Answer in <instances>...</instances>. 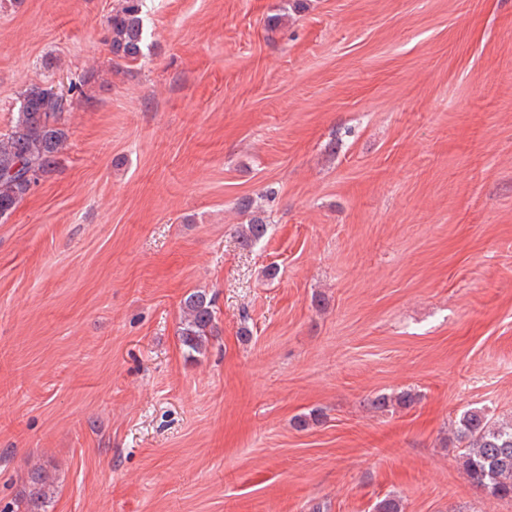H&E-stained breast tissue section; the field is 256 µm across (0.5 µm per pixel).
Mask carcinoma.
Instances as JSON below:
<instances>
[{
    "mask_svg": "<svg viewBox=\"0 0 512 512\" xmlns=\"http://www.w3.org/2000/svg\"><path fill=\"white\" fill-rule=\"evenodd\" d=\"M112 54L121 60L134 61L142 53L145 24L143 0H122L108 20ZM69 103L50 93V88L32 86L23 94L17 117L10 133L0 135V219L7 218L28 193L25 184L12 174L18 166L31 163L41 174L48 173L59 162L65 142L61 127L63 113ZM267 233V224L254 219L240 225V244L250 247ZM216 307L212 296L204 290L189 293L182 303L180 338L188 352L206 350L208 336L215 328ZM413 396L380 395L373 400L378 409L393 405L405 407ZM454 435L463 445L462 465L472 484L489 496L512 500V421H493L481 410H467L453 422ZM55 494L49 475L41 466L30 471L27 488L20 498L19 512H49Z\"/></svg>",
    "mask_w": 512,
    "mask_h": 512,
    "instance_id": "1",
    "label": "carcinoma"
}]
</instances>
